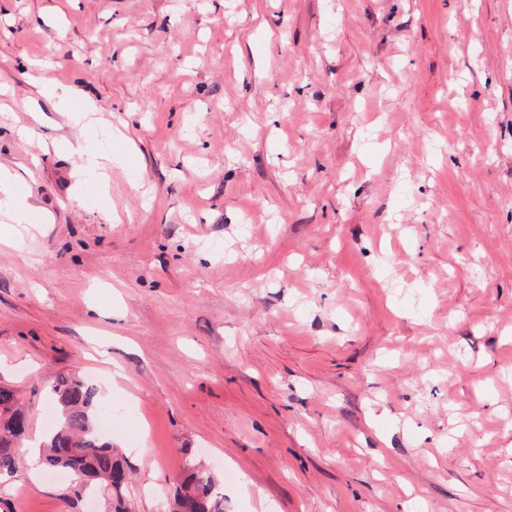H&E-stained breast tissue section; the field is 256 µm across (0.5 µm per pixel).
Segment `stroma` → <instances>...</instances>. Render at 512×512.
<instances>
[{"label": "stroma", "mask_w": 512, "mask_h": 512, "mask_svg": "<svg viewBox=\"0 0 512 512\" xmlns=\"http://www.w3.org/2000/svg\"><path fill=\"white\" fill-rule=\"evenodd\" d=\"M0 168V386L93 385L127 512H512V0H0ZM69 149L80 159V173L82 171L93 170L97 172L101 179L106 176L108 164L112 163L111 156L90 150L80 141H76L75 144H70ZM0 213L14 216L21 223L23 215L31 209L27 198L16 195L11 174L0 169ZM220 494L214 474L191 459L183 469L172 511L223 512L224 497Z\"/></svg>", "instance_id": "35a3bbf8"}]
</instances>
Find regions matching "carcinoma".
I'll list each match as a JSON object with an SVG mask.
<instances>
[{"instance_id":"cac0c4a2","label":"carcinoma","mask_w":512,"mask_h":512,"mask_svg":"<svg viewBox=\"0 0 512 512\" xmlns=\"http://www.w3.org/2000/svg\"><path fill=\"white\" fill-rule=\"evenodd\" d=\"M96 395L95 387L76 376L58 375L51 387L58 420L42 445L41 461L46 468L75 476L76 483L63 491L64 499L79 500L101 492L108 498L112 512H122L131 465L112 447V442L99 434L93 412ZM26 430V414L14 391L0 386V479L12 478L19 471ZM173 512H224V497L209 469L193 460L184 467Z\"/></svg>"}]
</instances>
